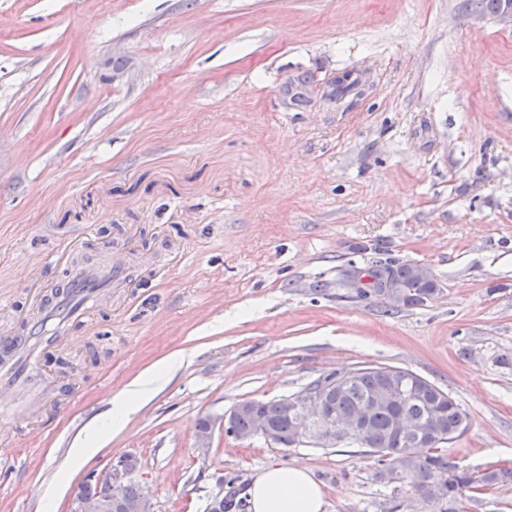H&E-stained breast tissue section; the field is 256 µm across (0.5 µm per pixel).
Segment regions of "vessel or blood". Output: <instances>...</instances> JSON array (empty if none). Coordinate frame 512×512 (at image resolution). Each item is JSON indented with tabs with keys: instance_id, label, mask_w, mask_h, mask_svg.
<instances>
[{
	"instance_id": "1",
	"label": "vessel or blood",
	"mask_w": 512,
	"mask_h": 512,
	"mask_svg": "<svg viewBox=\"0 0 512 512\" xmlns=\"http://www.w3.org/2000/svg\"><path fill=\"white\" fill-rule=\"evenodd\" d=\"M130 274L124 262L111 260L98 268H72L69 288L56 302L44 308L41 317L53 321V329L43 336V343H57L69 335V326L85 316L110 292L114 282ZM35 322L0 335V400L13 396L23 386L25 377L38 366L36 346L32 341Z\"/></svg>"
}]
</instances>
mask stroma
I'll use <instances>...</instances> for the list:
<instances>
[{"label": "stroma", "instance_id": "35a3bbf8", "mask_svg": "<svg viewBox=\"0 0 512 512\" xmlns=\"http://www.w3.org/2000/svg\"><path fill=\"white\" fill-rule=\"evenodd\" d=\"M126 77L113 80L115 63ZM369 77L348 110L332 78ZM310 73L312 101L288 104ZM129 252L114 287L0 410V512H69L134 455L156 512H206L265 465L307 468L327 512H385L376 458L281 448L199 419L362 366L410 370L468 412L442 454L512 469V30L473 0H0V326L38 317L34 279ZM378 244L440 290L360 298ZM170 382L90 459L72 454L154 363Z\"/></svg>", "mask_w": 512, "mask_h": 512}]
</instances>
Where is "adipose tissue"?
<instances>
[{"mask_svg":"<svg viewBox=\"0 0 512 512\" xmlns=\"http://www.w3.org/2000/svg\"><path fill=\"white\" fill-rule=\"evenodd\" d=\"M179 364L166 357L131 381L112 401L103 419L92 426L74 450L75 456H93L105 438L119 432L136 409L150 400ZM247 493L252 512H327L323 492L303 467L270 465L261 469Z\"/></svg>","mask_w":512,"mask_h":512,"instance_id":"adipose-tissue-1","label":"adipose tissue"}]
</instances>
